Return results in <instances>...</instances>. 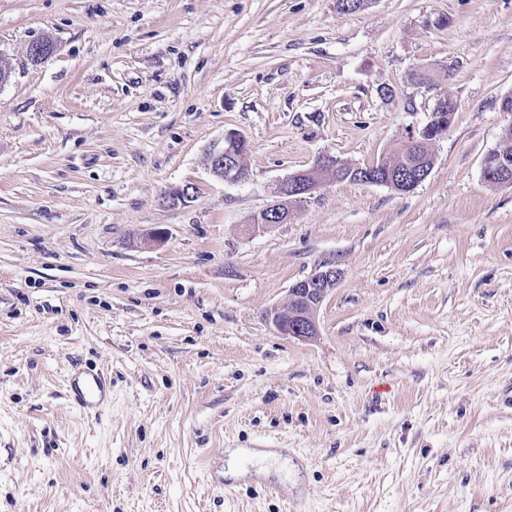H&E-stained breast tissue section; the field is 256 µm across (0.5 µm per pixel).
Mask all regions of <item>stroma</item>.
<instances>
[{
	"label": "stroma",
	"mask_w": 512,
	"mask_h": 512,
	"mask_svg": "<svg viewBox=\"0 0 512 512\" xmlns=\"http://www.w3.org/2000/svg\"><path fill=\"white\" fill-rule=\"evenodd\" d=\"M1 57L0 512H512V184L483 177L512 0H0ZM443 97L416 189L331 179L252 227ZM230 132L236 182L208 160ZM327 266L318 336L280 335ZM247 148V142L241 135H225L222 142L210 149L209 161L213 174L225 181L240 180L244 174L241 159ZM341 162L333 157L323 156L309 169L291 174L279 187V197L282 201L267 206L252 219L254 226H271L288 221L290 211L286 201H301L310 198L317 190L325 185L327 177L340 166ZM338 277V270L327 268L295 283L289 290L288 304L271 311L267 319L283 336L303 341L314 338L318 335L317 309ZM84 372H75L70 383L69 397L79 407L93 409L107 400V387L100 374H89L87 380H81Z\"/></svg>",
	"instance_id": "stroma-1"
}]
</instances>
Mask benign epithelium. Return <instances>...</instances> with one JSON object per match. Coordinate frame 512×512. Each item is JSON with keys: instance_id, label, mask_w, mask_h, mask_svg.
<instances>
[{"instance_id": "obj_1", "label": "benign epithelium", "mask_w": 512, "mask_h": 512, "mask_svg": "<svg viewBox=\"0 0 512 512\" xmlns=\"http://www.w3.org/2000/svg\"><path fill=\"white\" fill-rule=\"evenodd\" d=\"M453 112L448 110V99L443 98L436 104L431 120L421 130L409 134L404 146L412 147L419 143L434 142L443 135L446 122L451 120ZM248 148L246 140L239 134L229 133L220 143L212 146L209 153L211 171L225 181H238L243 176L241 159ZM341 166V162L333 157L323 156L309 169L291 174L279 187L281 200L267 206L252 219L256 226H271L288 221L290 211L286 202L301 201L310 198L325 185L327 177ZM359 180L364 183L384 185L401 193L414 190L428 176L427 167L410 171L409 174L384 175L380 164L368 167H351ZM512 170V159L499 153L492 161L483 162V175L486 179H498L505 184L512 183L508 176ZM192 187L178 186L166 195L169 204H183L192 199ZM339 271L334 268L319 270L310 277L295 283L289 289L288 304L267 314V319L276 331L298 340H310L318 335L316 312L328 293L336 285Z\"/></svg>"}]
</instances>
